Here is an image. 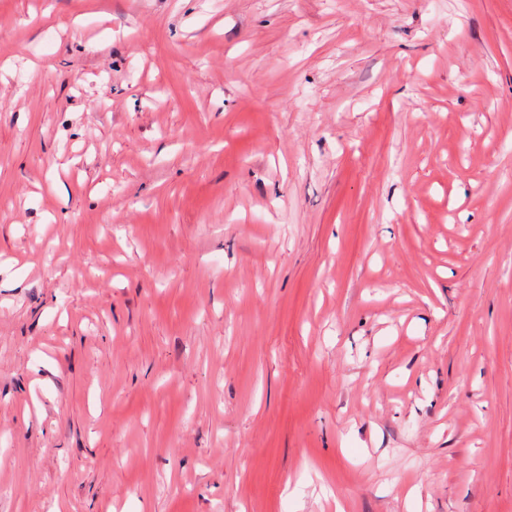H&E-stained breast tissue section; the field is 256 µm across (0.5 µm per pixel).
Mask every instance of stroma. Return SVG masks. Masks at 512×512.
<instances>
[{
  "instance_id": "stroma-1",
  "label": "stroma",
  "mask_w": 512,
  "mask_h": 512,
  "mask_svg": "<svg viewBox=\"0 0 512 512\" xmlns=\"http://www.w3.org/2000/svg\"><path fill=\"white\" fill-rule=\"evenodd\" d=\"M0 512H512V0H0Z\"/></svg>"
}]
</instances>
